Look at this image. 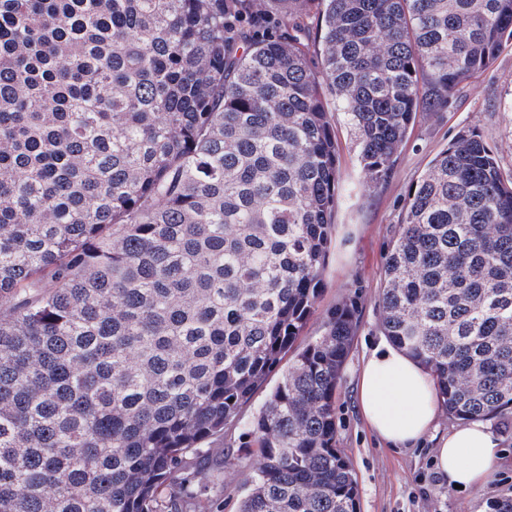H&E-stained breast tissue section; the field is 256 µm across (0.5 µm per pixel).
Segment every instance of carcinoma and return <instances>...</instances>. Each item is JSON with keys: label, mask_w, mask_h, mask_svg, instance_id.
<instances>
[{"label": "carcinoma", "mask_w": 512, "mask_h": 512, "mask_svg": "<svg viewBox=\"0 0 512 512\" xmlns=\"http://www.w3.org/2000/svg\"><path fill=\"white\" fill-rule=\"evenodd\" d=\"M507 36L512 0H0V512H204L203 449L277 371L239 512H358L355 308L295 350L340 204L330 102L376 186ZM401 226L384 335L448 415L511 421L512 180L480 131Z\"/></svg>", "instance_id": "carcinoma-1"}]
</instances>
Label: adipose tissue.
<instances>
[{
  "mask_svg": "<svg viewBox=\"0 0 512 512\" xmlns=\"http://www.w3.org/2000/svg\"><path fill=\"white\" fill-rule=\"evenodd\" d=\"M358 401L369 429L394 448L416 444L426 437L438 412L433 376L384 339L360 369ZM497 453L495 435L482 422L474 421L440 441L435 461L448 484L473 488L489 479Z\"/></svg>",
  "mask_w": 512,
  "mask_h": 512,
  "instance_id": "adipose-tissue-1",
  "label": "adipose tissue"
}]
</instances>
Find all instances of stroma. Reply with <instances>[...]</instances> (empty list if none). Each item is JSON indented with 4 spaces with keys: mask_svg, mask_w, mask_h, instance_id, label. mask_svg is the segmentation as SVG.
<instances>
[{
    "mask_svg": "<svg viewBox=\"0 0 512 512\" xmlns=\"http://www.w3.org/2000/svg\"><path fill=\"white\" fill-rule=\"evenodd\" d=\"M339 143L341 205L336 230L322 274L320 295L304 330V341L322 335L329 314L355 303L359 323L344 365L336 396L337 446L350 459L359 487V512H490L491 502L512 497V428L491 430L499 441L500 457L489 480L480 487L454 489L433 482L437 441L456 427L446 410H439L433 431L407 448H392L368 429L357 409L356 381L363 359L377 345L381 327L380 296L388 252L401 230L408 189L428 162L463 128L480 130L494 148L504 175L512 174V38L504 41L493 65L474 83L457 90L443 112L420 114L386 182L369 186L352 148L343 114L334 117ZM258 391L244 408L239 423L226 430L231 451L218 475L224 493L207 512H238L242 487L249 477L252 456L244 444L249 425L265 402Z\"/></svg>",
    "mask_w": 512,
    "mask_h": 512,
    "instance_id": "1",
    "label": "stroma"
}]
</instances>
